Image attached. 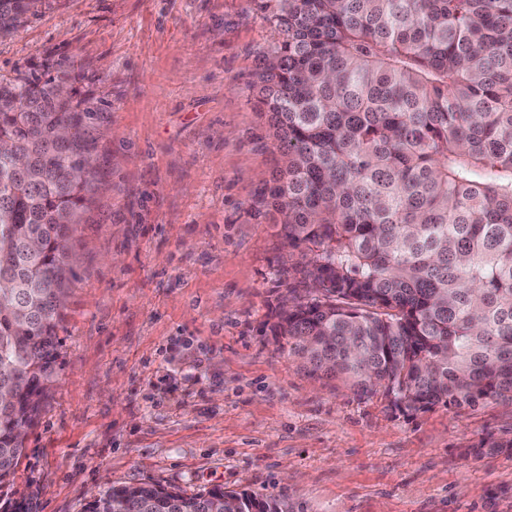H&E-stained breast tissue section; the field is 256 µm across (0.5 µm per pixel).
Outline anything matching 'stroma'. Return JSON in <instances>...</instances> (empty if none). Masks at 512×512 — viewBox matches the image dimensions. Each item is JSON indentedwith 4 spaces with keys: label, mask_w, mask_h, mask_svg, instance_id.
<instances>
[{
    "label": "stroma",
    "mask_w": 512,
    "mask_h": 512,
    "mask_svg": "<svg viewBox=\"0 0 512 512\" xmlns=\"http://www.w3.org/2000/svg\"><path fill=\"white\" fill-rule=\"evenodd\" d=\"M275 40L258 0H38L0 33V81L64 76L97 111L58 377L0 512H86L139 483L288 512H512V405L409 418L272 336L283 161L254 81Z\"/></svg>",
    "instance_id": "stroma-1"
}]
</instances>
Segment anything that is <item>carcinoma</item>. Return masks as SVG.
<instances>
[{
	"mask_svg": "<svg viewBox=\"0 0 512 512\" xmlns=\"http://www.w3.org/2000/svg\"><path fill=\"white\" fill-rule=\"evenodd\" d=\"M34 2L0 0V28ZM261 8L279 36L255 81L284 157L269 199L299 256L272 335L311 374L404 395L412 415L512 404V0ZM61 86L0 83V484L57 376L69 233L92 186L93 109ZM224 495L142 483L87 512H221Z\"/></svg>",
	"mask_w": 512,
	"mask_h": 512,
	"instance_id": "1",
	"label": "carcinoma"
}]
</instances>
